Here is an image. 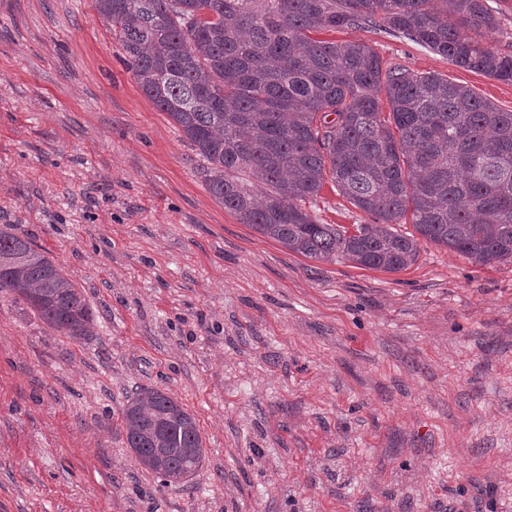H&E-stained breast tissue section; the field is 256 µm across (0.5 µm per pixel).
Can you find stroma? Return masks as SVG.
Listing matches in <instances>:
<instances>
[{"label": "stroma", "mask_w": 512, "mask_h": 512, "mask_svg": "<svg viewBox=\"0 0 512 512\" xmlns=\"http://www.w3.org/2000/svg\"><path fill=\"white\" fill-rule=\"evenodd\" d=\"M335 38L512 111V82L402 35ZM307 208L369 221L329 182ZM2 224L97 324L76 342L0 292V512H512V263L424 240L407 269H363L240 223L95 0H0ZM138 386L195 417L189 483L128 448Z\"/></svg>", "instance_id": "stroma-1"}]
</instances>
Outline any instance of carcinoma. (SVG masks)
I'll list each match as a JSON object with an SVG mask.
<instances>
[{
    "instance_id": "1",
    "label": "carcinoma",
    "mask_w": 512,
    "mask_h": 512,
    "mask_svg": "<svg viewBox=\"0 0 512 512\" xmlns=\"http://www.w3.org/2000/svg\"><path fill=\"white\" fill-rule=\"evenodd\" d=\"M95 2L142 92L240 223L306 258L361 268L408 267L420 237L476 265L512 262V111L328 37L375 25L512 82V52L487 43L501 23L489 0ZM327 181L372 223L351 233L319 223L306 202ZM0 292L74 341L94 333L82 290L16 224L0 227ZM122 421L127 446L164 485L201 468L196 420L167 392L137 389Z\"/></svg>"
}]
</instances>
